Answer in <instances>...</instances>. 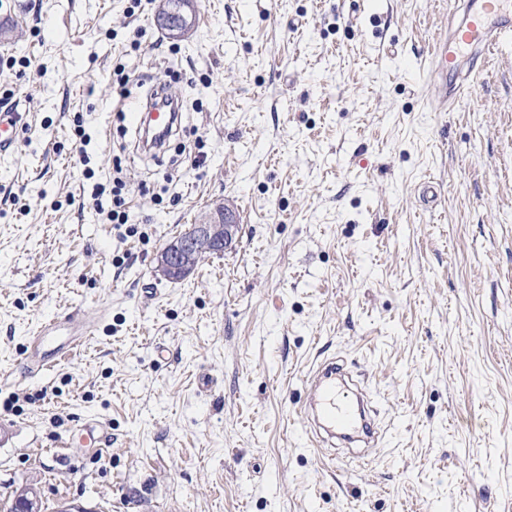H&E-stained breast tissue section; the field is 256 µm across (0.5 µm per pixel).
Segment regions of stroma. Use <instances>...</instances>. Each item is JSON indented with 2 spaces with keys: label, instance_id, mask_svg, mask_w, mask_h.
Listing matches in <instances>:
<instances>
[{
  "label": "stroma",
  "instance_id": "stroma-1",
  "mask_svg": "<svg viewBox=\"0 0 512 512\" xmlns=\"http://www.w3.org/2000/svg\"><path fill=\"white\" fill-rule=\"evenodd\" d=\"M440 2L197 0L176 40L162 0H0V105L28 112L0 155V507L33 480L50 510L512 512V43L440 111ZM153 86L189 108L151 156L118 106ZM220 199L231 248L157 280ZM100 307L25 376L42 320ZM332 358L380 406L361 459L302 434ZM83 342L78 339H67L54 348L43 353L41 361L36 366H28L30 375L39 374L41 371L51 368L62 361L65 357L76 352Z\"/></svg>",
  "mask_w": 512,
  "mask_h": 512
}]
</instances>
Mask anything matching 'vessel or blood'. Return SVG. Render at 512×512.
<instances>
[{"mask_svg": "<svg viewBox=\"0 0 512 512\" xmlns=\"http://www.w3.org/2000/svg\"><path fill=\"white\" fill-rule=\"evenodd\" d=\"M512 40V0H448V26L432 43L428 77L438 88L441 107L453 106L467 96L477 77L475 64L487 61L506 41ZM123 116L134 130L151 117L160 132H172L178 123L174 112L146 111L139 99L128 100ZM24 115L18 108L0 111V154L12 151ZM82 342L66 340L43 353L30 374L51 368L76 352ZM309 398L304 413L328 436L348 442L371 441L372 423L361 393L346 382L343 369L333 361L321 362L309 378Z\"/></svg>", "mask_w": 512, "mask_h": 512, "instance_id": "b4317fda", "label": "vessel or blood"}]
</instances>
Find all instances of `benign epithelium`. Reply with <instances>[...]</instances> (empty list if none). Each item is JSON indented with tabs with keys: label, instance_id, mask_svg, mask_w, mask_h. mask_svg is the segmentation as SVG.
I'll list each match as a JSON object with an SVG mask.
<instances>
[{
	"label": "benign epithelium",
	"instance_id": "1",
	"mask_svg": "<svg viewBox=\"0 0 512 512\" xmlns=\"http://www.w3.org/2000/svg\"><path fill=\"white\" fill-rule=\"evenodd\" d=\"M238 231L236 212L217 206L200 223L167 242L157 253L155 274L160 279L188 277L211 254L229 247ZM15 512H42L38 489L27 483L13 497Z\"/></svg>",
	"mask_w": 512,
	"mask_h": 512
}]
</instances>
